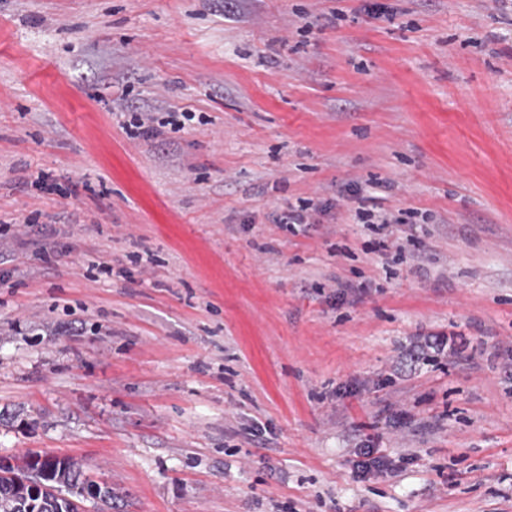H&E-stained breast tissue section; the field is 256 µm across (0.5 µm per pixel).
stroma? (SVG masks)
Segmentation results:
<instances>
[{"instance_id":"stroma-1","label":"stroma","mask_w":512,"mask_h":512,"mask_svg":"<svg viewBox=\"0 0 512 512\" xmlns=\"http://www.w3.org/2000/svg\"><path fill=\"white\" fill-rule=\"evenodd\" d=\"M30 453L112 512H512V0H0ZM318 213V209L310 202H302L298 208L288 207V211H284L278 216L277 224H291L297 226H312L315 224L314 215Z\"/></svg>"}]
</instances>
